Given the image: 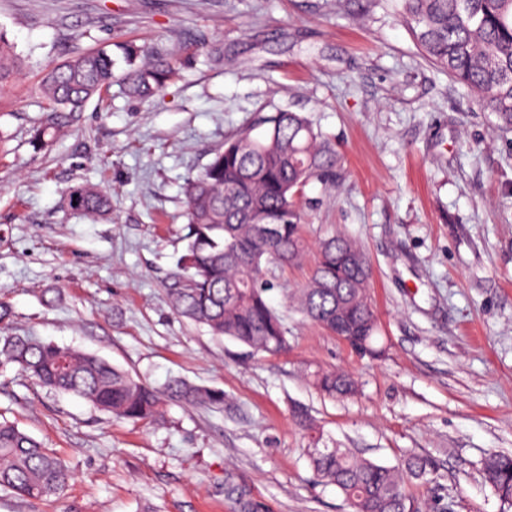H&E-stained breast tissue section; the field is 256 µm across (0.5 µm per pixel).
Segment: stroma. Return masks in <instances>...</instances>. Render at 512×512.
I'll return each instance as SVG.
<instances>
[{
  "mask_svg": "<svg viewBox=\"0 0 512 512\" xmlns=\"http://www.w3.org/2000/svg\"><path fill=\"white\" fill-rule=\"evenodd\" d=\"M396 2L0 0V27L25 59L0 89L9 330L158 386L183 378L224 394L220 407L167 402L159 420L131 423L0 365V420L72 474L41 501L0 491V512H351L309 467L313 432L388 465L429 457L424 479L407 481L421 512H512L481 470L484 457L512 454V132L424 59ZM121 42L178 47L179 79L145 99L113 82L37 146L43 75ZM284 111L307 115L341 152L336 186L304 189L301 233L312 246L342 233L364 251L380 356L290 310L311 254L268 294L287 318L284 353L253 354L167 302L186 179L225 138ZM87 184L111 194V215L68 206ZM332 369L353 376L354 396L313 386Z\"/></svg>",
  "mask_w": 512,
  "mask_h": 512,
  "instance_id": "stroma-1",
  "label": "stroma"
}]
</instances>
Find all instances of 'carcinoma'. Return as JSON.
I'll return each instance as SVG.
<instances>
[{"mask_svg":"<svg viewBox=\"0 0 512 512\" xmlns=\"http://www.w3.org/2000/svg\"><path fill=\"white\" fill-rule=\"evenodd\" d=\"M399 11L424 58L448 72L475 96L494 126L512 130V0H399ZM67 59L51 68L40 85L48 109L77 112L100 98L120 79L126 93L148 98L176 79L169 49L116 45ZM23 60L0 29V86L22 69ZM120 75H115L116 70ZM254 135L244 130L224 141L201 172L188 178L184 194L186 241L165 286L173 311L231 338L256 354L288 349L284 316L268 301L277 272L300 261L306 244L300 234L299 199L316 179L332 184L340 155L306 116L278 112ZM61 130L55 120L36 130L41 145ZM68 205L91 217L112 211L106 190L83 185L67 196ZM370 266L348 236L336 233L317 243L314 273L289 303L305 318L354 348L375 356L378 330L368 288ZM0 360L11 363L39 385L77 396L112 417L132 423L155 421L163 401L222 406L224 392L171 379L163 387L133 376L93 353L30 336H0ZM324 394L345 398L356 382L330 370L314 375ZM307 458L319 481L335 487L352 512H420L405 491V478H420L433 462L412 456L390 466L358 456L348 448H309ZM485 479L496 495L512 504V454L483 462ZM71 474L42 442L12 422L0 421V489L32 500L60 494Z\"/></svg>","mask_w":512,"mask_h":512,"instance_id":"obj_1","label":"carcinoma"}]
</instances>
